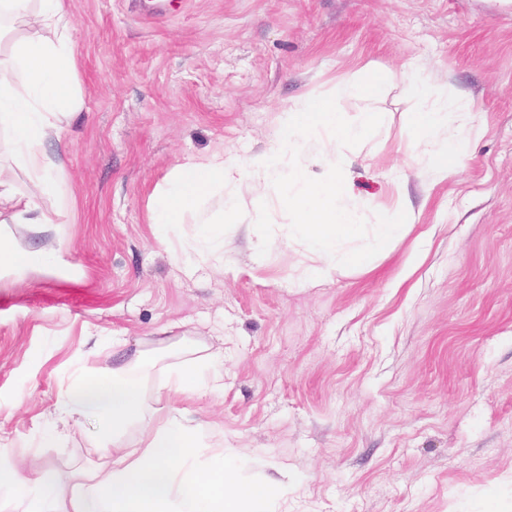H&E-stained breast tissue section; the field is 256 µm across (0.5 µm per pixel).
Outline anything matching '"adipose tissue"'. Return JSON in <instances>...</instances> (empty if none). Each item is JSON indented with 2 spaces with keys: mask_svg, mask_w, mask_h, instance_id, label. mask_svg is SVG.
<instances>
[{
  "mask_svg": "<svg viewBox=\"0 0 512 512\" xmlns=\"http://www.w3.org/2000/svg\"><path fill=\"white\" fill-rule=\"evenodd\" d=\"M4 17L23 19L41 35L21 41L10 59L0 62V129L9 133L0 140V150L13 155L41 191L52 193L57 185L49 174L60 164L59 153L50 148L62 135L58 115L63 108L81 106L73 89L77 59L71 20L60 0H0ZM410 90L422 102L411 117L419 160L429 173L447 177L458 164L456 146L439 137L447 108L431 102L420 81L411 82ZM222 385L207 361L183 366L173 382L175 390L197 395ZM143 402L141 389L127 378L76 380L54 414L64 422L97 419L101 463L75 477L50 479L36 491L17 471L0 468V485L28 500V512H269L272 486L240 481L233 458L205 455L204 427L166 417L137 445L109 447L111 435L137 415Z\"/></svg>",
  "mask_w": 512,
  "mask_h": 512,
  "instance_id": "obj_1",
  "label": "adipose tissue"
}]
</instances>
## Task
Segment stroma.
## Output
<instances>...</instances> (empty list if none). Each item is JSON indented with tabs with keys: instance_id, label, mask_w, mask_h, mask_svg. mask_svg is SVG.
Returning a JSON list of instances; mask_svg holds the SVG:
<instances>
[{
	"instance_id": "stroma-1",
	"label": "stroma",
	"mask_w": 512,
	"mask_h": 512,
	"mask_svg": "<svg viewBox=\"0 0 512 512\" xmlns=\"http://www.w3.org/2000/svg\"><path fill=\"white\" fill-rule=\"evenodd\" d=\"M62 2L82 106L63 123L61 190L41 199L52 230L13 223L0 200L1 239L57 255L24 285L0 274V465L36 488L95 460L94 420L51 443L54 407L73 372L122 368L144 394L122 440L154 409L190 413L240 479L275 480L272 512H512V0ZM370 64L393 76L378 97L340 95ZM416 74L447 101L463 155L445 179L415 160ZM326 95L349 121L383 117L347 151L366 221L398 187L414 226L311 286L277 193L245 171L242 218L187 276L224 192L167 233L160 188L185 162L269 151L289 112ZM141 349L150 366L133 365ZM205 356L222 390L169 391Z\"/></svg>"
}]
</instances>
